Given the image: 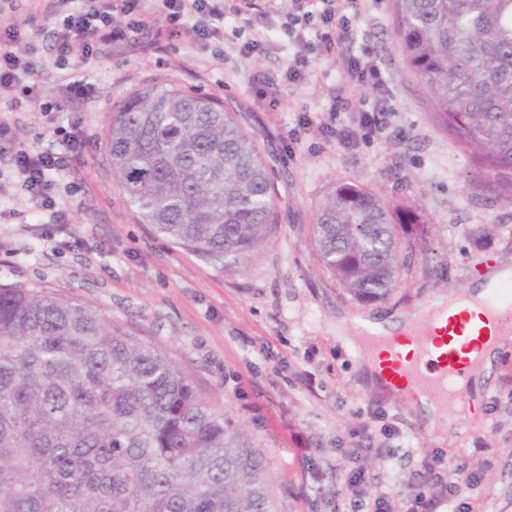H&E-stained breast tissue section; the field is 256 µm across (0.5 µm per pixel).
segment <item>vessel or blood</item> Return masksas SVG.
I'll return each mask as SVG.
<instances>
[{"label":"vessel or blood","instance_id":"b4317fda","mask_svg":"<svg viewBox=\"0 0 512 512\" xmlns=\"http://www.w3.org/2000/svg\"><path fill=\"white\" fill-rule=\"evenodd\" d=\"M458 300L455 307L433 308L417 326L414 336L419 354L413 362L406 365L395 359L387 365L390 381L419 384L436 405L444 407L461 400L458 383L483 350L486 334H512V284L505 282L488 292L479 304L481 317L476 321L463 316L467 294H460Z\"/></svg>","mask_w":512,"mask_h":512}]
</instances>
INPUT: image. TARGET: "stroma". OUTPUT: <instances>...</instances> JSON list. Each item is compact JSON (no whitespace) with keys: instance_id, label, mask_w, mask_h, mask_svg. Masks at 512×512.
I'll use <instances>...</instances> for the list:
<instances>
[{"instance_id":"1","label":"stroma","mask_w":512,"mask_h":512,"mask_svg":"<svg viewBox=\"0 0 512 512\" xmlns=\"http://www.w3.org/2000/svg\"><path fill=\"white\" fill-rule=\"evenodd\" d=\"M134 44L105 47L87 67L57 69L58 0H11L4 11L20 30L57 121L33 106L13 110L0 94V118L18 124L32 150L66 152L54 129L78 117L86 140L66 178L64 224L35 223L12 185L0 189V284L23 285L90 306L155 343L192 375L200 394L232 417L259 448L271 478L275 512H335L345 487L344 449L362 445L367 487L393 491L392 512H408L424 487L414 477L424 454L479 470L477 489L459 486L472 512H512V338L506 340L470 420L448 434L422 412L366 382L358 348L336 339V326L360 316L409 315L435 296L474 290L492 267L512 264V203L494 198L485 177L435 122L426 83L406 65L394 38L392 0H357V17L339 48L316 50L300 77L285 76L284 13L241 15L224 38H184L157 47L164 22ZM266 39L241 59L240 46ZM370 48L386 80L391 108L377 136H365L364 108L346 69ZM275 76L256 96L253 74ZM77 79L89 97L68 99ZM176 81L210 94L238 115L275 185V224L248 260L208 259L140 223L112 177L105 139L112 107L134 88ZM339 180L381 193L390 206L412 204L429 229V252H415L389 300L360 303L319 265L316 209ZM484 454L474 455L476 446Z\"/></svg>"}]
</instances>
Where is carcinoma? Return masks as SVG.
<instances>
[{
  "mask_svg": "<svg viewBox=\"0 0 512 512\" xmlns=\"http://www.w3.org/2000/svg\"><path fill=\"white\" fill-rule=\"evenodd\" d=\"M407 66L438 126L512 202V0H392ZM112 175L139 221L232 264L266 240L274 182L236 114L181 85L112 110ZM426 226L361 184L329 188L319 263L362 303L384 301ZM0 512H273L248 436L155 344L97 310L0 285Z\"/></svg>",
  "mask_w": 512,
  "mask_h": 512,
  "instance_id": "carcinoma-1",
  "label": "carcinoma"
}]
</instances>
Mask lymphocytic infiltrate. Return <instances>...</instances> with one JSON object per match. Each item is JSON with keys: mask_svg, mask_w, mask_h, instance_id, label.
<instances>
[{"mask_svg": "<svg viewBox=\"0 0 512 512\" xmlns=\"http://www.w3.org/2000/svg\"><path fill=\"white\" fill-rule=\"evenodd\" d=\"M69 12L56 28V63L67 68L70 62L87 63L94 60L110 44L128 43L149 26L145 0H59ZM354 0H292L294 11L286 22V30L298 27L312 28L325 48L341 43L342 32L352 25L350 11ZM257 0H159V9L165 24L155 32L156 43H169L186 36L200 40L218 39L224 35V15L254 10ZM122 14L123 23L113 21L114 14ZM19 44L15 25L0 20V91L16 90L29 103L38 104L40 111L55 112L59 105L44 99L37 74L17 50ZM347 70L356 85L373 92L368 108L361 111L359 124L366 135H374L382 128V118L388 111L381 93L385 80L370 53L347 60ZM69 152L62 155L51 150H29L16 129L0 121V179L8 178L19 194L49 223L61 224L64 213L59 209L56 190L60 176L69 168L72 156L78 155L84 142L79 130L69 134ZM360 449H353L348 487L352 493L351 507L355 512H389L386 493H372L366 487L365 471L360 464ZM450 482L443 495L420 496L410 512H463V504L455 500L458 484L476 486V472L449 465Z\"/></svg>", "mask_w": 512, "mask_h": 512, "instance_id": "obj_1", "label": "lymphocytic infiltrate"}]
</instances>
